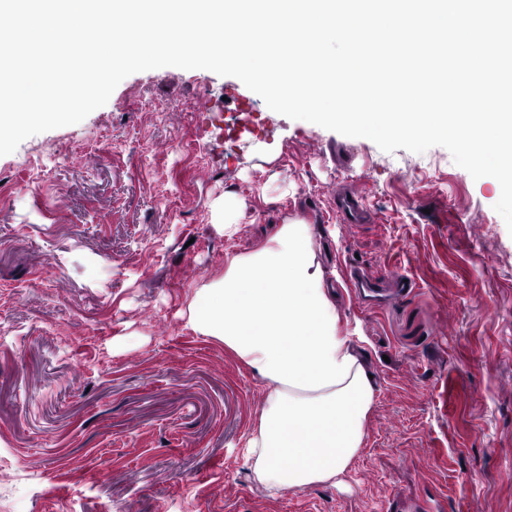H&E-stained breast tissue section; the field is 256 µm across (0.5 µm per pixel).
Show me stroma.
<instances>
[{
    "label": "stroma",
    "instance_id": "stroma-1",
    "mask_svg": "<svg viewBox=\"0 0 512 512\" xmlns=\"http://www.w3.org/2000/svg\"><path fill=\"white\" fill-rule=\"evenodd\" d=\"M132 74L82 122L0 156V512H512V233L501 188L442 147L387 153L267 107V138L225 141L185 105L239 86ZM354 186L373 214L343 224ZM246 204L232 234L214 201ZM311 224L340 329L373 376L343 484L271 497L247 440L265 386L185 315L224 257ZM408 294L351 298L344 270ZM355 273H350V282L355 284L361 283L362 288H380L387 284L395 287L393 290H405L411 288L412 280L398 271L386 270L382 278H372L363 274H357V278L353 277Z\"/></svg>",
    "mask_w": 512,
    "mask_h": 512
}]
</instances>
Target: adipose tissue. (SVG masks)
Segmentation results:
<instances>
[{
  "label": "adipose tissue",
  "instance_id": "adipose-tissue-1",
  "mask_svg": "<svg viewBox=\"0 0 512 512\" xmlns=\"http://www.w3.org/2000/svg\"><path fill=\"white\" fill-rule=\"evenodd\" d=\"M188 321L265 384L247 442L254 482L272 496L341 483L364 445L374 385L340 332L311 226L291 220L259 249L227 255L223 277L191 298Z\"/></svg>",
  "mask_w": 512,
  "mask_h": 512
}]
</instances>
